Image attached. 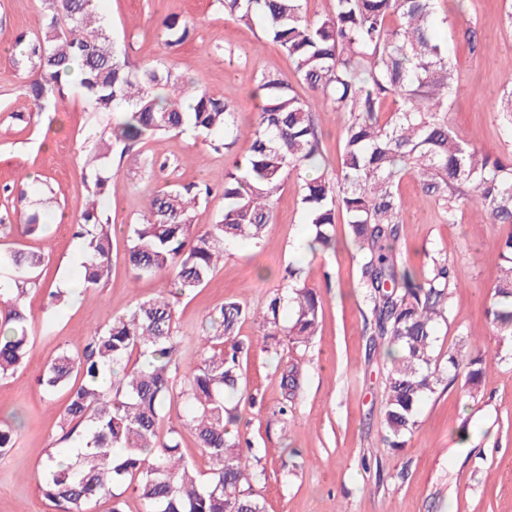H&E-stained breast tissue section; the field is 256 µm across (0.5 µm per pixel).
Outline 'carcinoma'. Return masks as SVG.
Segmentation results:
<instances>
[{
  "label": "carcinoma",
  "mask_w": 512,
  "mask_h": 512,
  "mask_svg": "<svg viewBox=\"0 0 512 512\" xmlns=\"http://www.w3.org/2000/svg\"><path fill=\"white\" fill-rule=\"evenodd\" d=\"M92 2L42 0L38 34L17 60L27 73L20 90L34 111L55 102L77 69L76 87L93 111L112 115V145L123 153L187 128L211 138L216 152L241 139L249 142L226 175L222 215L207 229H193V210L199 199L212 195L209 187L194 192L168 185L149 195L140 222L131 225L128 262L134 278L170 271L176 294L188 295L208 283L227 244L259 247L288 177L322 158L312 112L327 105L344 116L340 170L334 179L304 180L300 204L312 236L303 249L314 256L335 249L336 220L345 217L367 307L365 329L387 338L384 442L393 449L405 446L417 423V406L439 385L462 376L468 393L478 392L488 367L481 347L448 351L445 366L436 354L437 329L448 321L457 287L452 264L435 259L417 279L395 248L408 208L398 192L406 176L435 198L448 223H458L472 204L489 223L508 227L486 317L512 335V158H491L450 124L455 70L448 44L435 36L437 0H333L319 19L308 18L305 0H221L225 15L245 25L260 23L309 93L301 97L286 77L251 73L248 82L261 104L246 133L233 106L187 86L172 69L132 66ZM160 28L172 50L193 33L175 14L162 18ZM497 112L504 136L512 139V73ZM104 139L105 132H90L81 145L94 165L88 206L72 225L82 245L86 293L96 291L111 267L112 234L101 206L108 188L101 173L105 155L99 153ZM3 228L30 235L39 231L38 218L25 214L20 223ZM44 262L41 253H0V268L12 271L0 288V377L14 373L26 358L24 298L39 286ZM285 307L293 313L286 327L280 320ZM322 312L320 295L295 264L288 268L285 293L275 294L264 310L227 301L209 316L200 337L207 356L183 370L176 310L168 296L137 300L95 327L83 350L60 351L41 378L46 392L67 391L61 429L64 438L81 443L74 463L65 468L57 466L53 453L46 455L38 478L42 496L59 512H88L101 498L112 499L111 512H124L116 490L128 483L135 485L147 512H265L263 501L246 487L260 474L249 468L239 436L229 431L241 421L239 403L231 397L245 392L239 326L253 319L262 325L264 340L284 334L293 346L305 347ZM104 374L112 378L108 389L99 384ZM298 376L296 365L284 367L281 385L290 397ZM178 404L210 462L205 474L185 461L176 429L160 436L161 421ZM19 428L17 417L0 422V456L15 446Z\"/></svg>",
  "instance_id": "carcinoma-1"
}]
</instances>
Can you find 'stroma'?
<instances>
[{
  "label": "stroma",
  "instance_id": "35a3bbf8",
  "mask_svg": "<svg viewBox=\"0 0 512 512\" xmlns=\"http://www.w3.org/2000/svg\"><path fill=\"white\" fill-rule=\"evenodd\" d=\"M40 8V0H0V217L15 224L21 213L36 210L45 226L27 236L0 234V251L46 257L41 286L26 299L32 321L27 363L0 377V419L14 411L24 419L15 447L0 457V512H55L40 493L38 472L46 454L63 445L58 421L67 395L42 390L37 378L44 366L60 350H82L93 326L123 314L134 299L170 291L167 276L137 280L127 264L128 229L143 214L149 194L166 184L210 186L212 197L193 213L196 229L205 230L222 212L226 173L247 148L241 140L230 152L217 153L203 136L186 131L158 146L147 142L126 155H111L109 275L96 295L52 309L49 290L77 286L82 279L75 260L81 243L72 226L88 192L76 147L88 129H102L112 117L90 111L73 86L39 113L20 93L24 74L13 62L15 40L36 33ZM503 11V0H440L445 21L436 28L456 63L457 90L448 101L452 125L499 157L512 154L496 108L512 61V29L505 28ZM99 13L131 63L171 67L234 105L245 130L255 121L256 101L240 77L242 68L293 74L281 48L261 30L225 17L220 0H100ZM173 13L195 24L192 40L175 51L164 45L157 27L159 17ZM466 27L476 30L477 44L462 37ZM302 185V178H288L261 248L227 245L208 284L175 302L180 357L197 362L207 317L229 300L265 305L286 288L289 264L301 263L308 284L323 297L322 323L308 347L296 349L284 339L268 348L257 323L240 327L239 337L249 346L242 361L247 397L240 405V433L251 444L254 470L263 474L253 493L266 512H512V336L486 320L504 227L487 223L473 205L465 207L459 223H448L416 181L407 177L399 184L409 204L396 242L404 264L420 275L432 258L448 259L459 283L448 321L438 329V348L480 344L489 366L477 397L457 383L427 396L417 430L394 451L383 442L387 343H372L364 331L349 227L337 221L335 250L317 257L301 253L309 236ZM291 363L300 376L288 401L281 373ZM285 401L290 410L283 415L279 407Z\"/></svg>",
  "mask_w": 512,
  "mask_h": 512
}]
</instances>
